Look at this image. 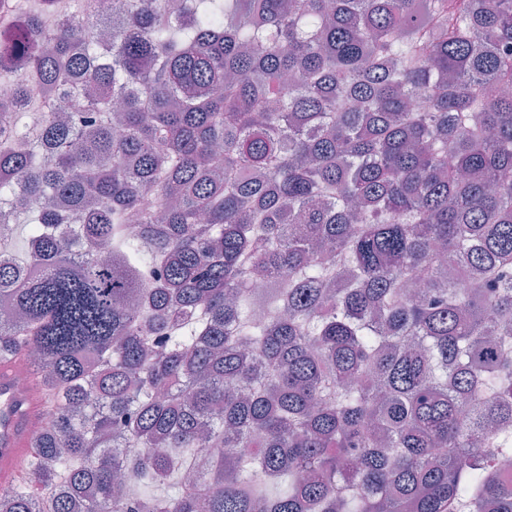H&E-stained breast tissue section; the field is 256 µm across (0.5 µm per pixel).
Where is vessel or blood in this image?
Segmentation results:
<instances>
[{"label":"vessel or blood","instance_id":"b4317fda","mask_svg":"<svg viewBox=\"0 0 512 512\" xmlns=\"http://www.w3.org/2000/svg\"><path fill=\"white\" fill-rule=\"evenodd\" d=\"M23 361L0 358V486L22 484L36 454L34 435L48 411L40 389L17 391L15 379L25 371Z\"/></svg>","mask_w":512,"mask_h":512}]
</instances>
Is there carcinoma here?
<instances>
[{"instance_id": "cac0c4a2", "label": "carcinoma", "mask_w": 512, "mask_h": 512, "mask_svg": "<svg viewBox=\"0 0 512 512\" xmlns=\"http://www.w3.org/2000/svg\"><path fill=\"white\" fill-rule=\"evenodd\" d=\"M0 81V512H512V0H18ZM25 370L17 358H0V490L26 480L28 463L37 452L34 435L48 412L38 380L36 389L23 392L30 386L29 376L20 374Z\"/></svg>"}]
</instances>
